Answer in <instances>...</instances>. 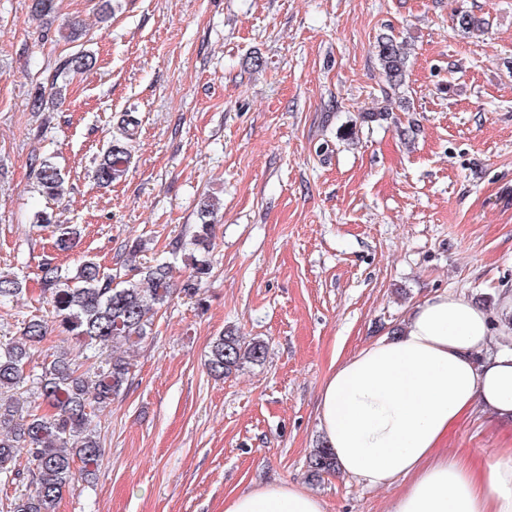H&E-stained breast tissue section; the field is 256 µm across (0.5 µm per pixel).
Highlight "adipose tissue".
<instances>
[{
    "label": "adipose tissue",
    "instance_id": "ef3b65f1",
    "mask_svg": "<svg viewBox=\"0 0 512 512\" xmlns=\"http://www.w3.org/2000/svg\"><path fill=\"white\" fill-rule=\"evenodd\" d=\"M478 408L512 420V346L492 342L487 312L436 294L413 306L397 334L337 361L317 404V424L338 471L371 487L406 480L391 512H512V450L478 483L435 455L458 415ZM224 512H326L296 485L270 484L224 502Z\"/></svg>",
    "mask_w": 512,
    "mask_h": 512
}]
</instances>
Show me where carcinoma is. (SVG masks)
Masks as SVG:
<instances>
[{"label": "carcinoma", "instance_id": "carcinoma-1", "mask_svg": "<svg viewBox=\"0 0 512 512\" xmlns=\"http://www.w3.org/2000/svg\"><path fill=\"white\" fill-rule=\"evenodd\" d=\"M56 0H31L29 18L40 21L55 13ZM484 21L461 11L455 25L463 35L478 32ZM378 58L389 90L400 89L406 81L408 51L406 42L392 35L377 42ZM95 57L81 52L66 58L63 68L86 71ZM130 160L128 132L122 130L103 153L95 171L102 187L120 178ZM36 180L43 195L60 200L67 192L66 178L53 162L39 164ZM219 208L210 198L200 200L196 230L191 237L192 271L183 291H190L210 274L206 253L211 248V231ZM77 232L60 225L54 241L60 251L73 247ZM132 278L118 283L101 272L92 261L81 262L68 271L50 262L41 269V281L49 292L55 312L53 324L33 317L20 337L0 344V391L33 385L32 399L22 406L15 400H0V475L20 478L31 476L29 491L7 505L8 512H52L63 491L86 478L98 468L102 446L91 414L107 407L129 381L131 362L126 349L145 340L152 331L153 317L165 307L176 291L168 265L131 266ZM22 279L10 271H0V302L18 297ZM54 327L74 337L80 349L72 354L60 351L41 366V372L27 369L32 347L42 343ZM266 343L259 339L245 342L233 331L218 336L211 344L208 373L224 379L246 364H260L266 358ZM27 451L26 461L17 459L16 449ZM308 468L312 475L336 472L331 449L322 445L310 453Z\"/></svg>", "mask_w": 512, "mask_h": 512}]
</instances>
